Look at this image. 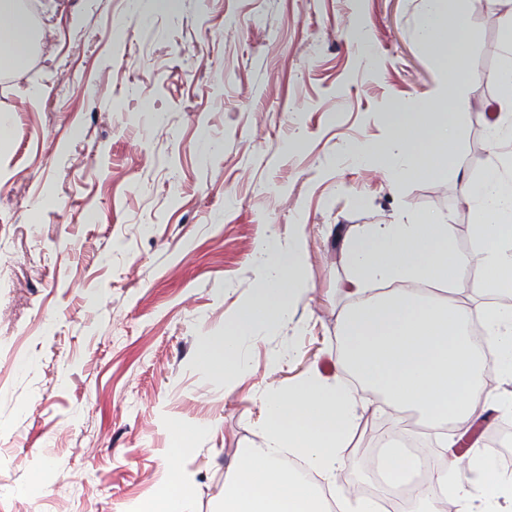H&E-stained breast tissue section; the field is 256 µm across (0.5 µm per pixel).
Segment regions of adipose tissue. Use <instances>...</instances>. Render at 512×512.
Segmentation results:
<instances>
[{
	"label": "adipose tissue",
	"mask_w": 512,
	"mask_h": 512,
	"mask_svg": "<svg viewBox=\"0 0 512 512\" xmlns=\"http://www.w3.org/2000/svg\"><path fill=\"white\" fill-rule=\"evenodd\" d=\"M465 14L452 0H425L421 40L448 63V84L436 109L394 113L391 133L381 143H361L360 158L391 162L402 182L446 167L455 128L448 114L469 108L464 84L475 70L468 57ZM32 29L15 0H0V66L24 67ZM483 172L470 180L466 201L474 215L472 244L462 251L453 244L450 224L427 217L413 224L366 227L348 238L344 255L351 269L347 291L382 290L340 315L344 358L360 384L381 393L396 412L417 411L436 431L435 448L408 452L384 443L372 456L374 473L401 483L419 482L420 491L400 512H505L512 507V473L473 452L469 467L479 470L477 491L461 480L458 460L449 458L448 428L476 415L483 397L486 369L512 374V157L499 149ZM473 273L486 297L480 311L430 293L433 285L452 287ZM260 286L225 326L216 343L200 352V362L236 385L248 376L243 355L257 325L286 320L304 282L296 254H283L274 243L259 252ZM480 324L497 346L499 358L486 365L478 352L473 324ZM264 407V444L239 454L224 477L223 512H381L377 496L337 488L326 498L322 486L336 481V469L359 425L355 392L312 372L285 390H259ZM293 453L302 464L285 461Z\"/></svg>",
	"instance_id": "1"
}]
</instances>
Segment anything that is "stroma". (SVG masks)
Returning a JSON list of instances; mask_svg holds the SVG:
<instances>
[{
	"mask_svg": "<svg viewBox=\"0 0 512 512\" xmlns=\"http://www.w3.org/2000/svg\"><path fill=\"white\" fill-rule=\"evenodd\" d=\"M458 7L472 108L447 170L397 184L351 147L442 87L424 0H36L29 61L0 80V512H128L174 466L195 512H219L235 451L263 444L257 388L314 369L349 384L344 237L432 214L471 246L512 0ZM271 238L305 286L288 320L252 329L251 375L228 389L197 354L258 288ZM359 414L343 486L419 420L380 394ZM176 421L199 436L173 461Z\"/></svg>",
	"mask_w": 512,
	"mask_h": 512,
	"instance_id": "1",
	"label": "stroma"
}]
</instances>
